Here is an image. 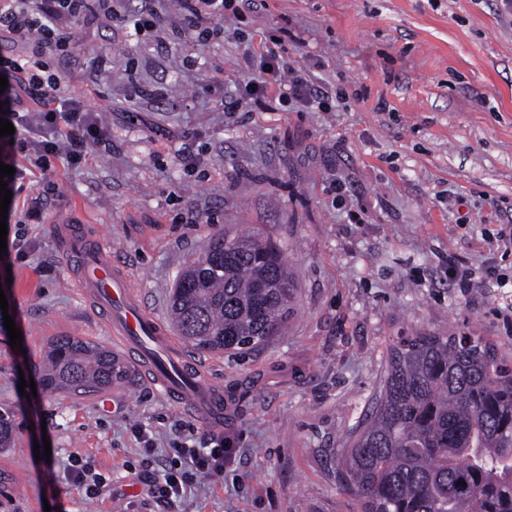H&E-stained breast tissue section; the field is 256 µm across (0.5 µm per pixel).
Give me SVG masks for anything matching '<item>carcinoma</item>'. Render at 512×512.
I'll use <instances>...</instances> for the list:
<instances>
[{
  "label": "carcinoma",
  "mask_w": 512,
  "mask_h": 512,
  "mask_svg": "<svg viewBox=\"0 0 512 512\" xmlns=\"http://www.w3.org/2000/svg\"><path fill=\"white\" fill-rule=\"evenodd\" d=\"M292 297L270 242L222 234L180 272L171 324L201 351L257 346L279 332ZM122 373L112 350L72 336L50 341L38 367L52 390L109 388ZM337 476L360 512H512V368L468 336L399 342Z\"/></svg>",
  "instance_id": "carcinoma-1"
}]
</instances>
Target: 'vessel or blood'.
<instances>
[{"label":"vessel or blood","mask_w":512,"mask_h":512,"mask_svg":"<svg viewBox=\"0 0 512 512\" xmlns=\"http://www.w3.org/2000/svg\"><path fill=\"white\" fill-rule=\"evenodd\" d=\"M73 283L112 324L119 349L144 372L148 384L205 423L223 425L224 397L165 326L144 306L126 270L102 240L85 236L69 220H59Z\"/></svg>","instance_id":"b4317fda"}]
</instances>
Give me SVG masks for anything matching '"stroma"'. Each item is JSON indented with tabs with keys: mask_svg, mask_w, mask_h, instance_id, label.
I'll list each match as a JSON object with an SVG mask.
<instances>
[{
	"mask_svg": "<svg viewBox=\"0 0 512 512\" xmlns=\"http://www.w3.org/2000/svg\"><path fill=\"white\" fill-rule=\"evenodd\" d=\"M243 33L200 46L133 38L108 15L73 19L56 57L61 93L103 129L73 166L51 160L32 183L40 224L10 223L31 253L0 267V512H359L334 474L370 414L393 348L408 336L470 335L512 366V12L501 0H268ZM285 27L294 66L360 100L320 111L243 100L250 49ZM107 54L104 71L91 64ZM80 209L84 232L115 245L147 308L167 319L180 268L212 237L249 231L279 250L295 288L280 335L247 350L194 353L224 392L235 460L222 477L163 506L148 484L195 419L124 364L94 393L21 395L49 340L111 346L110 323L69 285L51 222ZM468 268L469 287L448 278ZM153 432L142 457L135 427ZM51 444L36 460L35 439ZM106 482L87 498L68 456Z\"/></svg>",
	"mask_w": 512,
	"mask_h": 512,
	"instance_id": "obj_1",
	"label": "stroma"
}]
</instances>
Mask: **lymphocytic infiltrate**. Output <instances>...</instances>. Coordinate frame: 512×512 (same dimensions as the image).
<instances>
[{"label":"lymphocytic infiltrate","instance_id":"f902f5d3","mask_svg":"<svg viewBox=\"0 0 512 512\" xmlns=\"http://www.w3.org/2000/svg\"><path fill=\"white\" fill-rule=\"evenodd\" d=\"M93 1L113 19L132 27L135 35L163 38L169 33L163 16L148 2L130 13L125 0H0V36L38 46L36 54L0 61V75L8 79L0 92V116L15 128L12 136L0 137V162L15 169L7 179L12 193L8 211L23 213L31 224L41 223L42 211L40 199L25 196L27 183L47 171L49 158L63 155L69 163L80 164L87 144L102 136L83 101L61 94L62 76L48 63L50 56L69 47L71 20L88 11ZM181 7V34L201 45L223 35L225 22L239 25L266 9L267 0H181ZM289 36L282 27L261 38L253 54L254 70L243 85L245 96L262 109L274 99L317 109L333 99L347 101L343 89L314 84L302 69L288 63L280 49ZM174 450L179 468L165 471L149 488L160 503L179 499L186 487L222 475L233 460V448L224 435H210L208 446L201 448L189 434Z\"/></svg>","mask_w":512,"mask_h":512}]
</instances>
